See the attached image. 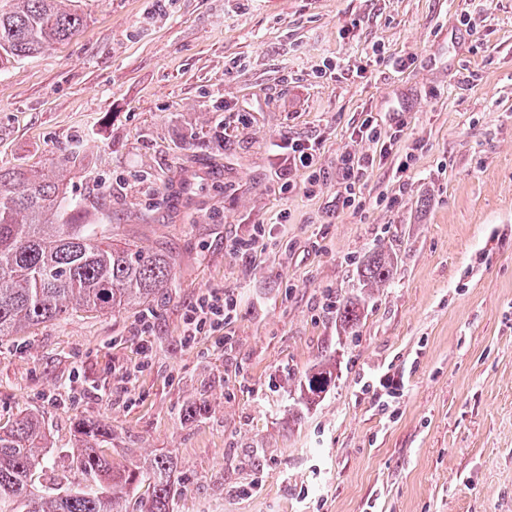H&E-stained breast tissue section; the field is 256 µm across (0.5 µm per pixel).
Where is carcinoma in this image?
<instances>
[{
  "mask_svg": "<svg viewBox=\"0 0 512 512\" xmlns=\"http://www.w3.org/2000/svg\"><path fill=\"white\" fill-rule=\"evenodd\" d=\"M82 25L72 0H16L14 9L0 10V69L69 40ZM83 210L67 199L57 177L0 167V338L77 310L107 313L145 304L171 282L168 259L112 241L99 224L76 223ZM358 276L368 291L390 283L393 261L383 245L373 248ZM336 316L345 330L355 331L358 303H343ZM333 374L328 362L304 373L296 384L301 400L319 399ZM78 434L81 447L71 464L84 475V485L39 490L33 476L45 463L47 445L39 415L0 426V503L18 502L24 512H114L126 489L146 478L151 492L141 512H172L173 457L156 455L134 467L114 463L104 450V426L84 420Z\"/></svg>",
  "mask_w": 512,
  "mask_h": 512,
  "instance_id": "carcinoma-1",
  "label": "carcinoma"
}]
</instances>
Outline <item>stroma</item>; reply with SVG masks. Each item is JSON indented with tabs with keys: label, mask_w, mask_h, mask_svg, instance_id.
Wrapping results in <instances>:
<instances>
[{
	"label": "stroma",
	"mask_w": 512,
	"mask_h": 512,
	"mask_svg": "<svg viewBox=\"0 0 512 512\" xmlns=\"http://www.w3.org/2000/svg\"><path fill=\"white\" fill-rule=\"evenodd\" d=\"M75 5L78 33L0 71V166L60 171L83 223L165 254L172 281L0 339V426L39 413L73 486L82 419L114 462L172 455L173 512H512V0ZM368 118L402 138L348 208ZM288 139L319 149L313 194ZM257 224L263 250H226ZM379 243L393 279L364 293ZM227 290L231 345H183L189 306ZM360 295L349 333L336 305ZM387 374L384 408L364 385ZM344 161V179L347 181L345 192L347 195L343 203L352 205L355 200V185L369 166L372 167L376 163L377 154L350 155ZM334 374V367L329 362L319 364L313 370L304 373L296 384L301 400L313 403L327 391Z\"/></svg>",
	"instance_id": "1"
}]
</instances>
